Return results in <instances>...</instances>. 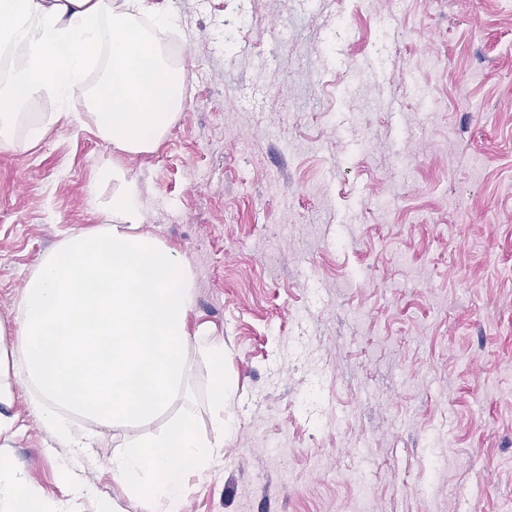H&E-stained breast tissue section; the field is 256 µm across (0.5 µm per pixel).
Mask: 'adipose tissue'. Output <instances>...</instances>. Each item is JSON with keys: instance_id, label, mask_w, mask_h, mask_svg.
<instances>
[{"instance_id": "ef3b65f1", "label": "adipose tissue", "mask_w": 512, "mask_h": 512, "mask_svg": "<svg viewBox=\"0 0 512 512\" xmlns=\"http://www.w3.org/2000/svg\"><path fill=\"white\" fill-rule=\"evenodd\" d=\"M144 18L157 29L180 25L155 0H0V50L23 49L0 82V149L18 148L25 107L50 96L57 119L76 121L121 153L153 152L182 116L183 70L140 30ZM96 59L93 86L87 68ZM78 93L87 111L67 112ZM88 203L103 225L67 236L43 257L13 318L0 320V498L11 512H40L8 445L14 386L24 381L58 445L89 447L86 422L122 430L113 482L145 512H178L188 476L222 456L232 394L224 341L207 325H191V266L142 232L143 191L119 162L96 168ZM195 368L207 379L206 435L184 407Z\"/></svg>"}]
</instances>
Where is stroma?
<instances>
[{
	"mask_svg": "<svg viewBox=\"0 0 512 512\" xmlns=\"http://www.w3.org/2000/svg\"><path fill=\"white\" fill-rule=\"evenodd\" d=\"M157 2L182 21L183 115L122 165L234 383L182 512H512V0ZM111 155L62 121L0 151V319L99 226ZM11 412L44 501L144 512L112 483L121 431L78 452L26 388Z\"/></svg>",
	"mask_w": 512,
	"mask_h": 512,
	"instance_id": "stroma-1",
	"label": "stroma"
}]
</instances>
